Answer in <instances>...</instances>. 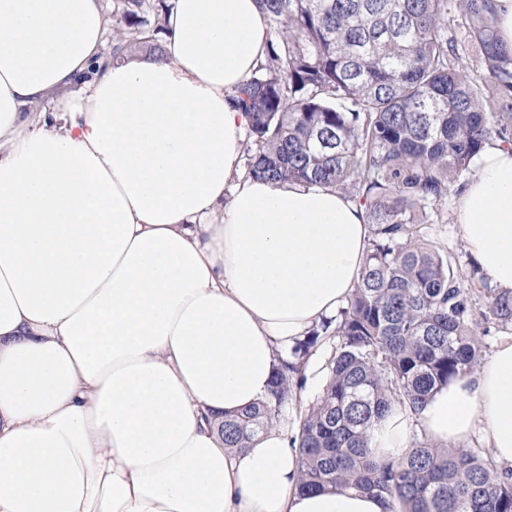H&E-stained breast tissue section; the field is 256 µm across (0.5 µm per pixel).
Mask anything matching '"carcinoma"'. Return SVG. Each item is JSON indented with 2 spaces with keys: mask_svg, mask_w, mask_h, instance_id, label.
<instances>
[{
  "mask_svg": "<svg viewBox=\"0 0 512 512\" xmlns=\"http://www.w3.org/2000/svg\"><path fill=\"white\" fill-rule=\"evenodd\" d=\"M259 2L273 40L233 98L249 118L248 172L347 193L371 234L336 325L299 345L308 351L331 328L341 337L294 439L299 487L375 492L390 512H512V477L476 448L421 444L394 459L370 450L387 409L420 412L476 369L488 325L512 328V293L488 287L476 265L463 273L422 232L486 147H512V50L499 42L492 0ZM143 5L127 0L113 60L161 52L165 0L148 29ZM297 372L283 365L268 402L224 417V447L245 448L276 423L301 386Z\"/></svg>",
  "mask_w": 512,
  "mask_h": 512,
  "instance_id": "cac0c4a2",
  "label": "carcinoma"
}]
</instances>
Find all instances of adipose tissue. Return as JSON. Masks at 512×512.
Returning a JSON list of instances; mask_svg holds the SVG:
<instances>
[{
    "label": "adipose tissue",
    "instance_id": "1",
    "mask_svg": "<svg viewBox=\"0 0 512 512\" xmlns=\"http://www.w3.org/2000/svg\"><path fill=\"white\" fill-rule=\"evenodd\" d=\"M102 0H0V512H389L300 491L290 428L225 447L209 420L265 401L295 343L346 305L366 258L346 194L242 170L239 87L266 55L258 0H170L161 54L110 64ZM455 222L512 291V149L489 147ZM482 432L512 470V336L419 413Z\"/></svg>",
    "mask_w": 512,
    "mask_h": 512
}]
</instances>
